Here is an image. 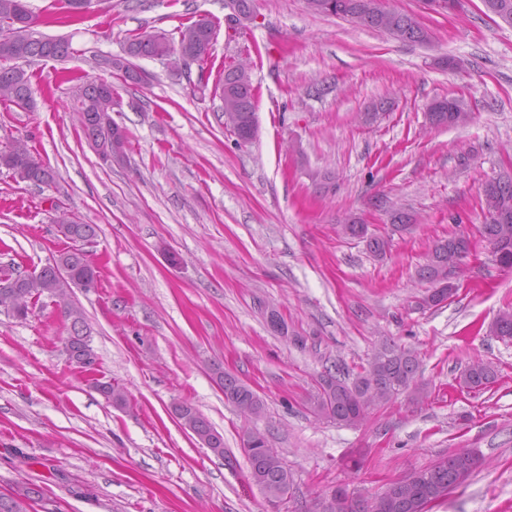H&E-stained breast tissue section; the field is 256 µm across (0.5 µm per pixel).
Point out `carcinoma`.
Wrapping results in <instances>:
<instances>
[{
	"mask_svg": "<svg viewBox=\"0 0 512 512\" xmlns=\"http://www.w3.org/2000/svg\"><path fill=\"white\" fill-rule=\"evenodd\" d=\"M488 12L502 22L512 26V0H483ZM310 11L315 14L334 16L350 21L360 27L380 30L401 43H428L429 31L414 17L387 7L383 0H307ZM208 28L200 27V21L179 28L178 37L165 31L138 34L127 39L123 54L129 59L124 78L139 86L151 84L152 75L138 66L139 58L164 57L171 69L178 68L179 51L186 45L194 46L198 52V63L208 61L216 35L214 24L203 19ZM37 18L28 9L25 0H0V102L14 105L23 111H33L35 102L31 93L30 76L19 62L33 60L62 61L74 54L70 39L47 37L36 27ZM252 83L251 69L234 70L224 67V77L215 82L213 95L222 101V112L230 118L226 126L237 125L235 136L252 138V127L256 120L255 102L249 92ZM444 121L438 127L463 125L470 119L461 103L454 98L441 100ZM117 100L112 84L104 80H87L78 90L74 111L86 139L95 152H108L112 161L121 163L126 158L129 144L126 131L112 119ZM12 168L25 172L26 179L40 188L56 181V171L41 162L36 153L24 141H17L8 149ZM492 188L487 205L506 213L503 224L482 225V236L491 248L494 261L503 268H512V178L499 177L488 183ZM57 222L71 245L54 255V265L40 274L12 275L8 272L0 278V313L24 319L31 307L41 298L50 300L67 321L77 329L89 327L80 307L72 300L73 288L77 284L55 273L54 266L65 265L80 270H91L89 254L78 250V239L97 236V225L82 224L68 212H59ZM342 232L352 238L364 239L371 252L386 253L388 242L381 236L368 234L367 225L354 217L344 219ZM456 251L452 238L437 240L429 254L427 264L421 269L422 279L434 283L441 276H448V262ZM489 333L502 340H512V307L500 311L489 328ZM420 360L415 351L395 344L382 345L371 357L368 367L349 382L340 371H326L321 375L319 388L308 403L309 411L321 418L341 426L360 424L361 416L370 409L385 405L402 393L419 400L426 396L427 389L419 381ZM224 398L236 405L246 415H258L263 401L248 385L236 376L224 372L221 365L213 366ZM497 381V372L489 364L475 360L459 376V385L469 391H482ZM96 389L115 407L129 404L126 392L110 381L97 382ZM172 413L184 428L190 430L198 441H207L208 448L217 456H224V437L192 404L184 401L171 405ZM250 450L246 452L250 464V477L266 501L279 512L287 503L294 479L291 470L278 451L269 445L267 437L256 430L248 433ZM478 465L469 460L465 450L446 455L431 465L415 471L399 487L386 489L373 499L372 512H425L428 504L444 499L458 485L464 483ZM40 495L32 486L14 496L0 494V512H27L28 502Z\"/></svg>",
	"mask_w": 512,
	"mask_h": 512,
	"instance_id": "carcinoma-1",
	"label": "carcinoma"
}]
</instances>
